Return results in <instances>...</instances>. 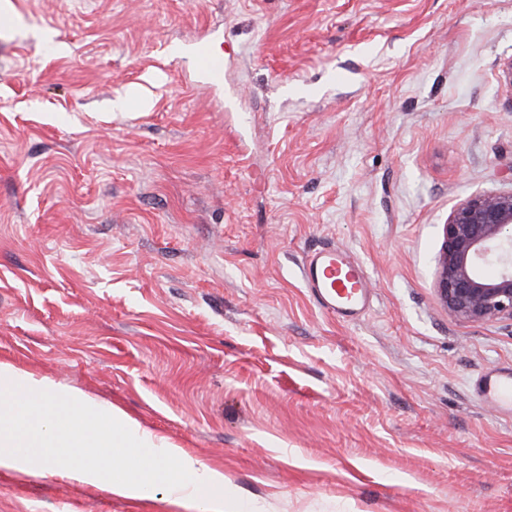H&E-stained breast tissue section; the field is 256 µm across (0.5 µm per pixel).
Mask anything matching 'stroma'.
I'll list each match as a JSON object with an SVG mask.
<instances>
[{
    "label": "stroma",
    "mask_w": 512,
    "mask_h": 512,
    "mask_svg": "<svg viewBox=\"0 0 512 512\" xmlns=\"http://www.w3.org/2000/svg\"><path fill=\"white\" fill-rule=\"evenodd\" d=\"M511 56L512 0H0V361L246 512H512V417L475 392L512 322L435 291L453 206L512 190ZM332 244L354 320L301 277ZM167 498L0 473V512H195ZM198 71L211 82L219 83L224 78V57L202 45L195 52ZM302 274L315 297L340 317H350L364 309L365 274L345 250L330 245L314 252L305 259Z\"/></svg>",
    "instance_id": "obj_1"
}]
</instances>
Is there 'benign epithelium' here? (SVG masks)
<instances>
[{"instance_id": "obj_1", "label": "benign epithelium", "mask_w": 512, "mask_h": 512, "mask_svg": "<svg viewBox=\"0 0 512 512\" xmlns=\"http://www.w3.org/2000/svg\"><path fill=\"white\" fill-rule=\"evenodd\" d=\"M492 264V276L483 269ZM436 293L448 314L465 321H512V191L460 201L442 227Z\"/></svg>"}]
</instances>
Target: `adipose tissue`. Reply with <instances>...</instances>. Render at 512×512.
<instances>
[{"label": "adipose tissue", "mask_w": 512, "mask_h": 512, "mask_svg": "<svg viewBox=\"0 0 512 512\" xmlns=\"http://www.w3.org/2000/svg\"><path fill=\"white\" fill-rule=\"evenodd\" d=\"M54 470L79 486L138 499L171 497L228 512L222 469L202 464L122 410L0 361V471Z\"/></svg>", "instance_id": "obj_1"}]
</instances>
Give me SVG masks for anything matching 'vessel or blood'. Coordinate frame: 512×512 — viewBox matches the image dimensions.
Instances as JSON below:
<instances>
[{"mask_svg": "<svg viewBox=\"0 0 512 512\" xmlns=\"http://www.w3.org/2000/svg\"><path fill=\"white\" fill-rule=\"evenodd\" d=\"M195 59L198 71L211 82L223 80V56L203 45L197 48ZM302 274L315 297L340 317L363 310L367 295L365 274L345 250L330 245L314 252L305 259ZM480 395L498 410L512 413V371L486 375Z\"/></svg>", "mask_w": 512, "mask_h": 512, "instance_id": "1", "label": "vessel or blood"}]
</instances>
